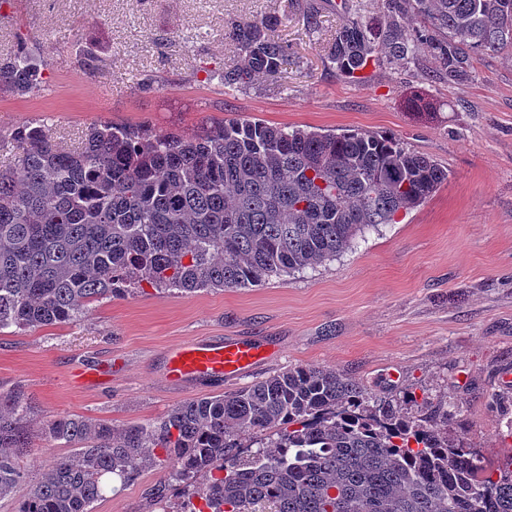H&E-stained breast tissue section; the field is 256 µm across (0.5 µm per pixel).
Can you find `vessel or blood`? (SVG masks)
I'll return each mask as SVG.
<instances>
[{"instance_id":"vessel-or-blood-1","label":"vessel or blood","mask_w":512,"mask_h":512,"mask_svg":"<svg viewBox=\"0 0 512 512\" xmlns=\"http://www.w3.org/2000/svg\"><path fill=\"white\" fill-rule=\"evenodd\" d=\"M267 358L264 345L254 341L196 340L166 354L164 373L170 384L183 387L194 381L237 378Z\"/></svg>"}]
</instances>
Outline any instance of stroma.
<instances>
[{
	"label": "stroma",
	"instance_id": "stroma-1",
	"mask_svg": "<svg viewBox=\"0 0 512 512\" xmlns=\"http://www.w3.org/2000/svg\"><path fill=\"white\" fill-rule=\"evenodd\" d=\"M312 9L315 29L305 21ZM269 13L288 47L279 78L238 87L213 79L236 57L231 23ZM379 15L377 0H0V62L25 46L47 85L30 97L0 90V160L17 153L10 133L25 122L76 146L95 123L193 132L248 115L389 135L448 171L421 206L318 268L249 288L181 294L146 284L69 324L0 331V391L22 388L35 405L20 461L26 484L66 454L48 445L41 422H157L179 404L300 364L380 395L444 400L451 434L495 463L512 459V388L501 385L512 373V49L477 58L461 86L440 79L425 50L340 76L329 57L336 30ZM88 51L97 70L82 65ZM200 337L275 352L238 380L172 387L167 350ZM89 371L97 381L87 386ZM163 480V469L146 470L93 512H152L147 493Z\"/></svg>",
	"mask_w": 512,
	"mask_h": 512
}]
</instances>
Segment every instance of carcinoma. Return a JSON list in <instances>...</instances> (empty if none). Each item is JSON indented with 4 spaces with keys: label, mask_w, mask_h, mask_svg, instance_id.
Segmentation results:
<instances>
[{
    "label": "carcinoma",
    "mask_w": 512,
    "mask_h": 512,
    "mask_svg": "<svg viewBox=\"0 0 512 512\" xmlns=\"http://www.w3.org/2000/svg\"><path fill=\"white\" fill-rule=\"evenodd\" d=\"M381 10L374 23L336 30L341 75L424 46L441 78L462 85L476 57L512 48V0H381ZM410 13L428 27L409 26ZM277 22L231 25L241 60L220 82L281 72ZM42 84L22 49L0 66V86L18 95ZM11 136L22 151L0 164V331L76 321L89 303L144 282L194 293L315 269L448 181L435 160L378 133L289 130L249 116L190 133L94 124L75 150L37 123ZM422 406L413 413L307 364L152 424L59 416L43 431L72 454L15 512H92L112 478L128 483L157 464L208 512H512V462L497 465L449 434L442 404ZM31 414L22 389L0 392V498L24 481Z\"/></svg>",
    "instance_id": "1"
}]
</instances>
